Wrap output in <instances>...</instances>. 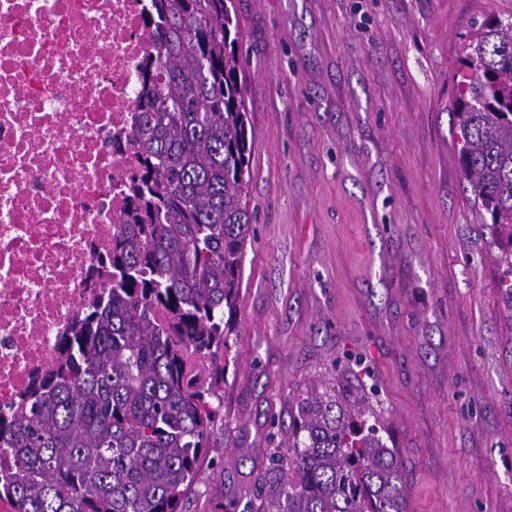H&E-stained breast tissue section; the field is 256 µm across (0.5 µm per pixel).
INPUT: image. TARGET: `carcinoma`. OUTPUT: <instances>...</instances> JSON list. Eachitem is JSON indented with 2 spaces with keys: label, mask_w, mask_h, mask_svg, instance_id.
<instances>
[{
  "label": "carcinoma",
  "mask_w": 512,
  "mask_h": 512,
  "mask_svg": "<svg viewBox=\"0 0 512 512\" xmlns=\"http://www.w3.org/2000/svg\"><path fill=\"white\" fill-rule=\"evenodd\" d=\"M232 0H149L160 33L133 135V207L63 362L0 416L14 512H177L213 447L252 213ZM460 159L490 219L512 312V21L484 20L458 70ZM374 413L314 383L271 453L260 512H404Z\"/></svg>",
  "instance_id": "1"
}]
</instances>
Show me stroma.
Returning <instances> with one entry per match:
<instances>
[{
	"label": "stroma",
	"instance_id": "obj_1",
	"mask_svg": "<svg viewBox=\"0 0 512 512\" xmlns=\"http://www.w3.org/2000/svg\"><path fill=\"white\" fill-rule=\"evenodd\" d=\"M253 232L218 419L179 512H250L314 382L373 410L405 512H512V316L455 73L512 0H234Z\"/></svg>",
	"mask_w": 512,
	"mask_h": 512
}]
</instances>
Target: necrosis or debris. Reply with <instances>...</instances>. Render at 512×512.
<instances>
[{"instance_id": "1", "label": "necrosis or debris", "mask_w": 512, "mask_h": 512, "mask_svg": "<svg viewBox=\"0 0 512 512\" xmlns=\"http://www.w3.org/2000/svg\"><path fill=\"white\" fill-rule=\"evenodd\" d=\"M145 0H0V413L101 292L138 166Z\"/></svg>"}]
</instances>
